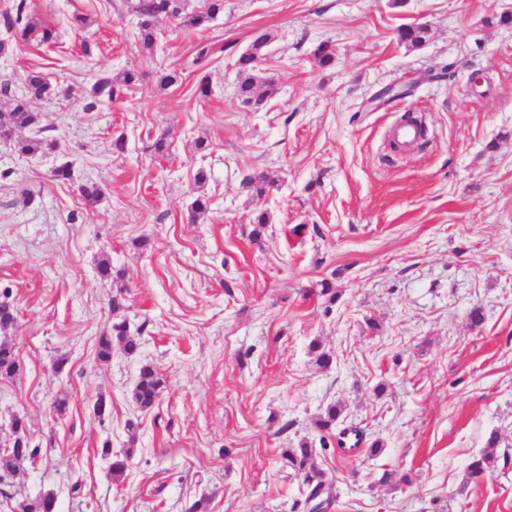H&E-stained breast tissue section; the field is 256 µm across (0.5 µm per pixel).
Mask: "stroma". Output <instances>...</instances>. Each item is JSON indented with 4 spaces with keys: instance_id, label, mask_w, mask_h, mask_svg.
<instances>
[{
    "instance_id": "stroma-1",
    "label": "stroma",
    "mask_w": 512,
    "mask_h": 512,
    "mask_svg": "<svg viewBox=\"0 0 512 512\" xmlns=\"http://www.w3.org/2000/svg\"><path fill=\"white\" fill-rule=\"evenodd\" d=\"M26 3L60 39L19 46L0 20V84L22 96L41 72L50 90L31 106L58 146L0 142V292L22 365L0 380V449L17 417L38 447L0 512L48 492L58 512H309L279 461L303 439L333 476L327 512H512V0H224L198 29L160 20L149 53L129 0ZM406 25L427 27L422 46L399 43ZM265 32L258 69L277 93L254 112L234 62ZM323 41L328 67L310 55ZM128 70L139 79L121 100L87 109L98 79ZM171 70L180 82L160 88ZM408 112L428 136L398 153ZM265 172L279 181L259 196L245 180ZM91 182L92 211L78 191ZM104 255L125 271L141 342L106 362ZM146 365L167 385L142 412ZM334 403L363 433L357 452L314 425ZM494 434L495 468L469 478ZM106 443L131 453L122 481ZM391 469L408 482L381 485Z\"/></svg>"
}]
</instances>
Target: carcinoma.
<instances>
[{
    "mask_svg": "<svg viewBox=\"0 0 512 512\" xmlns=\"http://www.w3.org/2000/svg\"><path fill=\"white\" fill-rule=\"evenodd\" d=\"M183 0H134L132 10L139 16V42L146 51H151L156 41V23L161 18H169L177 22L180 29H196L205 26L215 17L224 11V0H205L200 9L191 11L184 8ZM24 0H19L16 8L15 19L8 21V27L14 30L17 42L26 44L33 40L50 45L57 39L54 29L41 27L31 20L24 18ZM428 28L425 26H405L398 30V39L412 47L422 46L427 37ZM271 37L267 33L257 35L252 41L251 47L240 54L235 65L240 75L239 96L242 103L252 109L264 107L268 100L276 93L275 82L267 77L257 75L258 63L268 46ZM311 56L316 64L329 66L334 62L335 51L332 45L322 43L315 46ZM135 75L131 72L125 73L122 80L116 81L109 77L99 79L93 87L95 101L87 104V108L96 107V102H114L121 98L124 88L134 82ZM27 88L31 95L29 99H15L12 108L0 112V139L10 140L16 132L21 129L39 127V132H45V128L39 126L40 117L38 113L31 111V99L39 98L48 91L47 83L37 72L28 75ZM19 151L22 153L34 154L45 149L55 147V143L44 137H31L24 141L17 142ZM98 273L101 278L110 280L118 288V294L112 296V312L124 308L123 289L120 282L125 277L122 269H113L112 262L108 256L97 264ZM16 324V315L13 307L6 301H0V333H7ZM118 344L128 354L138 351L140 343L138 338L130 334L127 320L124 318L114 319L110 327L97 339V356L100 360L106 361L112 356L113 345ZM21 371V363L15 349V345L9 340L0 341V379H12ZM166 380L157 373L152 366L145 365L141 368L137 382L132 390V400L142 411H149L155 407L164 388ZM343 410L336 404L329 405L323 416L315 422V427L321 432H330L336 428ZM12 435L10 453L6 458L0 460V468L6 472H13L19 465L37 456L38 448L31 446L30 432L25 421L21 418L14 419L12 423ZM497 447V437L491 436L487 443V450L473 457L468 465L469 475L478 477L483 475L494 461L492 449ZM103 456L110 459L109 473L112 479L119 482L126 476L128 461L131 451H126L118 456L112 454L109 445L102 448ZM281 458L289 468L297 471L302 478V484L306 487L307 499L311 500L322 492H327L331 486L325 480L321 470L314 467L312 463L313 448L305 440L293 448H286ZM56 498L52 493H46L36 502L30 504L21 502L17 506L18 512H55Z\"/></svg>",
    "mask_w": 512,
    "mask_h": 512,
    "instance_id": "obj_1",
    "label": "carcinoma"
}]
</instances>
